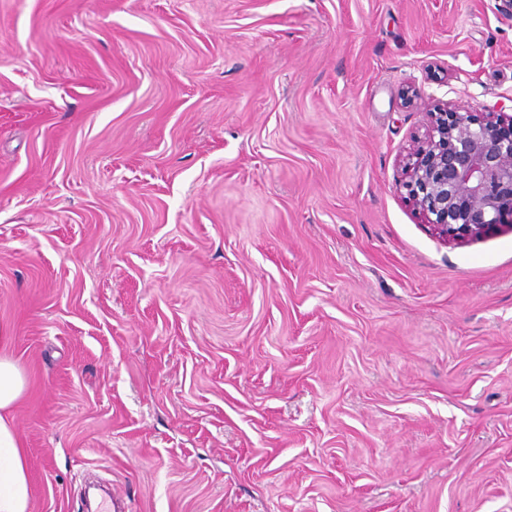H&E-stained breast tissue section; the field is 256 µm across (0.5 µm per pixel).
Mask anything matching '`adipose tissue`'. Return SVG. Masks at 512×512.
<instances>
[{
	"mask_svg": "<svg viewBox=\"0 0 512 512\" xmlns=\"http://www.w3.org/2000/svg\"><path fill=\"white\" fill-rule=\"evenodd\" d=\"M26 388L24 372L0 353V512H29L31 488L25 452L18 439L12 407Z\"/></svg>",
	"mask_w": 512,
	"mask_h": 512,
	"instance_id": "adipose-tissue-1",
	"label": "adipose tissue"
}]
</instances>
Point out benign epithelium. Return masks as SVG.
Wrapping results in <instances>:
<instances>
[{
	"label": "benign epithelium",
	"mask_w": 512,
	"mask_h": 512,
	"mask_svg": "<svg viewBox=\"0 0 512 512\" xmlns=\"http://www.w3.org/2000/svg\"><path fill=\"white\" fill-rule=\"evenodd\" d=\"M402 160V188L443 241L463 243L512 225V114L436 101Z\"/></svg>",
	"instance_id": "benign-epithelium-1"
}]
</instances>
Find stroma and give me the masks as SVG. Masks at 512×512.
Wrapping results in <instances>:
<instances>
[{
	"mask_svg": "<svg viewBox=\"0 0 512 512\" xmlns=\"http://www.w3.org/2000/svg\"><path fill=\"white\" fill-rule=\"evenodd\" d=\"M512 114L496 0H0L31 512H512V229L399 162Z\"/></svg>",
	"mask_w": 512,
	"mask_h": 512,
	"instance_id": "1",
	"label": "stroma"
}]
</instances>
